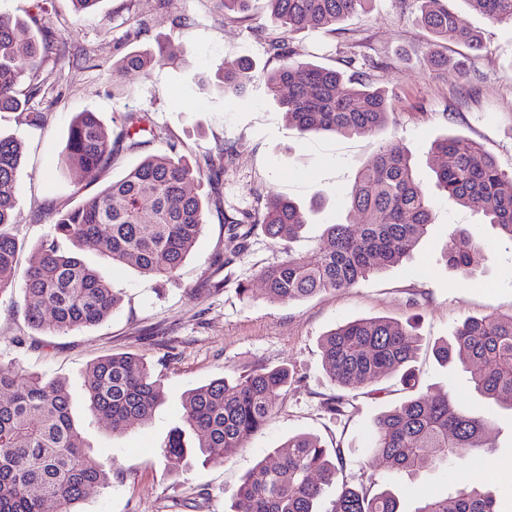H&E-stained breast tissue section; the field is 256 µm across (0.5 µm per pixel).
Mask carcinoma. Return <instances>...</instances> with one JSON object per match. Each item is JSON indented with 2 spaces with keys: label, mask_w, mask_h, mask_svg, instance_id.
<instances>
[{
  "label": "carcinoma",
  "mask_w": 512,
  "mask_h": 512,
  "mask_svg": "<svg viewBox=\"0 0 512 512\" xmlns=\"http://www.w3.org/2000/svg\"><path fill=\"white\" fill-rule=\"evenodd\" d=\"M253 0H215L224 16L245 14ZM271 17L284 32L332 27L356 13L368 0H265ZM451 0H422L420 22L440 41L480 47L478 35L462 25ZM492 22H512V0H464ZM270 51L279 66L267 73L265 92L278 103L299 134L375 135L389 120L386 91L345 79L344 74L297 61L296 50L273 39ZM48 58L47 42L26 21L0 20V112L19 111L31 126L46 120L43 112H23L17 86L28 83L27 96L41 87L35 75ZM176 57L159 43L136 50L112 66L113 78L147 64H166ZM253 64L220 68L216 79L224 95L245 96ZM148 115H124L121 143L93 112H82L69 127L59 169L76 178L82 172L112 166L119 152L142 147ZM436 187L448 202L481 210L512 245V173L503 170L476 142L446 137L432 147ZM22 145L0 136V293L14 284L19 244L11 232L17 223L16 185ZM205 169L169 152L150 155L125 176L109 183L74 208L58 214L52 234L34 250L22 272L19 289L30 329L51 335L95 326L117 305L106 269L92 268L78 249L92 240L112 266L127 265L156 278L175 274L192 250L205 219L203 198L190 190ZM349 212L365 221L327 226L315 257L288 254L259 273L267 297L299 301L323 291H341L381 268L401 264L432 224L433 200L417 181L411 155L388 141L372 163L362 166L347 194ZM230 238L245 248L252 229L291 241L306 224L301 207L291 200L268 196L251 211L224 216ZM74 250L63 252L58 240ZM486 241L466 228L448 234L443 258L448 267L472 277L483 264ZM420 345L412 326L383 318L344 322L321 340L322 362L341 393L326 408L345 416L357 392L391 372L412 395L378 416L370 442L375 455L396 473L462 464L482 448V436L494 425L457 404L450 391L423 393L410 364ZM441 363H455L469 373V383L484 397L512 409V316L468 317L450 341L434 345ZM293 381L285 367H259L237 378H221L187 392L182 400L183 427L172 430L160 447L166 468L186 469L189 460L204 456L221 462L272 417L282 392ZM86 401L92 413L112 432L124 433L146 420L163 393L148 362L135 354L115 353L89 366ZM197 440L187 445L186 432ZM346 466L342 448L334 453L318 438H288L273 454L246 474L235 497L242 512H317L325 488ZM112 466L94 455L71 413L66 383L45 378L16 365L0 368V512H76L91 487L110 484ZM328 512H401L390 489L376 493L366 487L342 486ZM415 512H499L494 496L479 485H463L453 495L425 499Z\"/></svg>",
  "instance_id": "cac0c4a2"
}]
</instances>
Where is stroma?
<instances>
[{
	"label": "stroma",
	"mask_w": 512,
	"mask_h": 512,
	"mask_svg": "<svg viewBox=\"0 0 512 512\" xmlns=\"http://www.w3.org/2000/svg\"><path fill=\"white\" fill-rule=\"evenodd\" d=\"M420 7L421 0H371L335 30L289 35L299 60L387 91V127L376 136L343 137L300 135L268 100L264 76L279 62L268 49L276 33L267 10L240 21L224 17L213 0H102L98 12L80 16L71 0H0L1 19L37 18L40 34L53 35L56 45L36 75L41 93L31 102L46 113L45 126H28L12 114L0 118V134L21 142L25 155L15 230L21 260L50 235L58 212L149 154L172 145L189 159L208 158L227 169L219 182L201 184L207 220L175 275L160 279L130 267L111 268L120 302L101 324L66 336L39 334L24 321L22 293L0 295V365L16 363L64 380L88 444L112 464L110 486L90 488L79 512H235L242 477L301 433L317 436L326 448L342 447L343 480L356 486L375 477L396 491L403 512H415L426 497L446 494L449 485L477 475L501 512H512V410L475 392L459 366L441 365L432 353L434 342L452 339L465 317L512 314V246L497 243L495 228L481 213L441 196L431 154L434 142L458 136L477 142L512 171V24L490 22L456 4L462 24L482 39V49L472 51L434 40L418 22ZM160 42L171 44L177 64L130 72L122 91H114L113 62ZM436 57L445 58V65L434 66ZM244 58L255 65L250 92L243 99L227 98L212 77L219 66ZM459 59L466 60L465 70L455 68ZM81 112L96 113L113 135L121 132L125 113L144 112L158 136L137 151L122 152L107 170L82 173L74 184L58 172L57 160ZM386 141L412 155L416 175L434 199L433 223L412 256L346 290L295 302L267 298L257 271L289 253L313 256L327 225L345 220L346 195L358 168ZM229 143L235 153L228 165ZM266 195L300 203L305 226L287 245L255 231L247 249L238 250L225 232L224 213L252 209ZM456 227L475 230L488 243L478 281L442 259ZM242 283L248 293H239ZM367 317L414 321L421 338L414 367L424 386L453 389L461 405L494 418L484 451L465 466L396 474L370 450L376 417L408 397L398 375L382 380V393L359 396L348 415L326 411L337 388L322 365L321 339L339 323ZM117 352L146 357L165 395L145 423L121 435L91 413L84 397L87 366ZM260 366H285L294 375L268 423L224 462L195 459L183 473H168L159 446L181 424L184 394Z\"/></svg>",
	"instance_id": "obj_1"
}]
</instances>
